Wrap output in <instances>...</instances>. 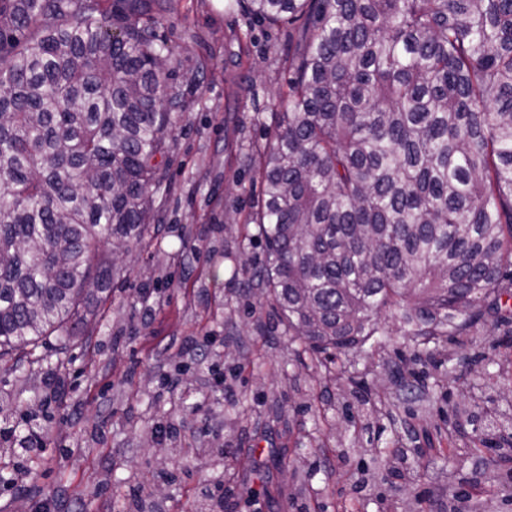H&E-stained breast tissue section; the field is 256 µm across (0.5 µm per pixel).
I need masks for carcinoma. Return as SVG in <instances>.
Segmentation results:
<instances>
[{
    "mask_svg": "<svg viewBox=\"0 0 512 512\" xmlns=\"http://www.w3.org/2000/svg\"><path fill=\"white\" fill-rule=\"evenodd\" d=\"M288 50L273 135L244 156L257 289L314 353L512 334V0H236ZM150 0H0V363L65 353L80 307L167 192L171 50Z\"/></svg>",
    "mask_w": 512,
    "mask_h": 512,
    "instance_id": "carcinoma-1",
    "label": "carcinoma"
}]
</instances>
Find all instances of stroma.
<instances>
[{
    "mask_svg": "<svg viewBox=\"0 0 512 512\" xmlns=\"http://www.w3.org/2000/svg\"><path fill=\"white\" fill-rule=\"evenodd\" d=\"M172 51L159 221L92 302L61 364L0 368V426L41 448L0 456V512H512V335L487 324L416 356L393 321L381 349L315 367L245 279L264 244L244 216L262 186L242 155L276 124L287 26L219 0H154Z\"/></svg>",
    "mask_w": 512,
    "mask_h": 512,
    "instance_id": "stroma-1",
    "label": "stroma"
}]
</instances>
